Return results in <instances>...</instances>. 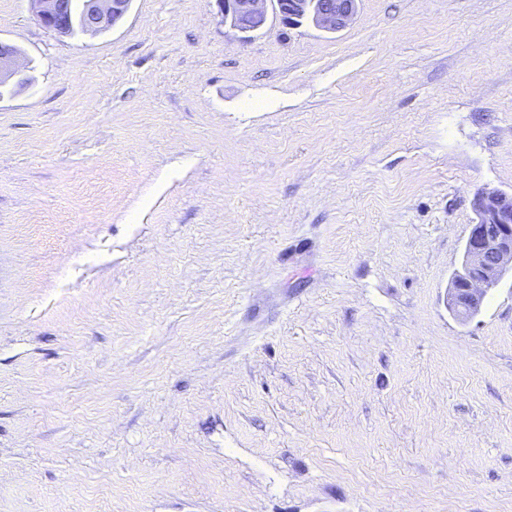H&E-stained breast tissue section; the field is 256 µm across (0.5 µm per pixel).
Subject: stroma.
I'll use <instances>...</instances> for the list:
<instances>
[{
	"label": "stroma",
	"mask_w": 512,
	"mask_h": 512,
	"mask_svg": "<svg viewBox=\"0 0 512 512\" xmlns=\"http://www.w3.org/2000/svg\"><path fill=\"white\" fill-rule=\"evenodd\" d=\"M0 512H512V0H215L95 36L0 0ZM224 27L246 42L264 27L268 2L288 27L314 26L335 33L347 27L356 14L358 0H216ZM244 18L252 23H245ZM32 70L27 63L19 62V55L12 54L8 57H0V87L13 85L26 81ZM476 221L464 245L461 268L446 294L448 311L461 320L479 314L489 291L512 273V192L481 190L472 200ZM498 232L487 233L485 225Z\"/></svg>",
	"instance_id": "1"
}]
</instances>
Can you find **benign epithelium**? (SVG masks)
I'll list each match as a JSON object with an SVG mask.
<instances>
[{
    "label": "benign epithelium",
    "mask_w": 512,
    "mask_h": 512,
    "mask_svg": "<svg viewBox=\"0 0 512 512\" xmlns=\"http://www.w3.org/2000/svg\"><path fill=\"white\" fill-rule=\"evenodd\" d=\"M41 25L68 36L75 24L84 34H101L123 19L131 0H81L79 14L67 12L62 0H31ZM224 27L240 41L264 27L273 8L288 27L313 26L327 33L347 27L358 0H216ZM31 69L19 55L0 57V87L27 80ZM476 221L464 245L461 268L452 276L446 294L448 311L461 320L479 314L489 291L512 273V192L481 190L472 200ZM494 224L496 233L485 231Z\"/></svg>",
    "instance_id": "obj_1"
}]
</instances>
